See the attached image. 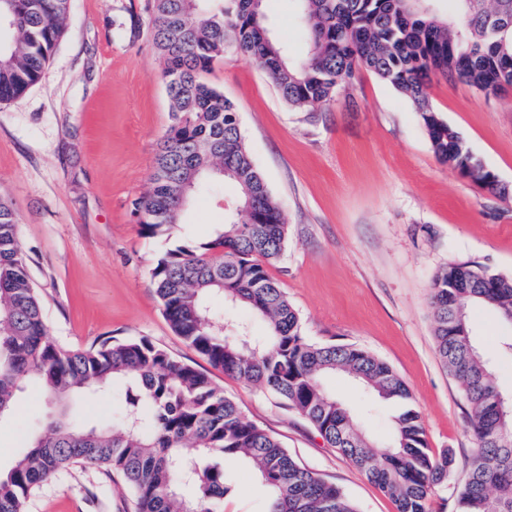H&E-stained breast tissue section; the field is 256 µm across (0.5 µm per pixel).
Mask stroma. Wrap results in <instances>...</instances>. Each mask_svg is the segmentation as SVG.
I'll return each mask as SVG.
<instances>
[{"label": "stroma", "instance_id": "35a3bbf8", "mask_svg": "<svg viewBox=\"0 0 512 512\" xmlns=\"http://www.w3.org/2000/svg\"><path fill=\"white\" fill-rule=\"evenodd\" d=\"M147 0H70L64 33L39 82L0 103V196L18 237L54 340L68 348L148 339L196 364L246 418L277 436L300 462L336 484L358 512L395 503L302 417L269 392L225 374L169 327L150 285L155 258L210 240L235 213L231 184L202 192L179 234L144 235L132 213L148 193L158 142L169 126L162 59L149 32ZM266 24L291 57L306 53L295 0H265ZM237 107L247 145L288 225L269 268L313 343H351L390 364L410 390L432 453L452 465L428 512H457L475 442L460 385L440 363L430 283L451 262L512 276V89L487 95L433 77L432 107L507 189L499 196L435 157L413 104L369 71L325 110H294L247 56L227 53L210 76ZM476 342L493 353L491 378L512 393L508 330L488 309L469 310ZM357 413L377 446L392 437L388 402L366 406L346 378L326 383ZM51 405L28 387L0 419V471ZM224 512H268L251 468L231 465ZM24 512H135L119 475L77 468L39 489Z\"/></svg>", "mask_w": 512, "mask_h": 512}]
</instances>
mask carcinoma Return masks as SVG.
Wrapping results in <instances>:
<instances>
[{"label":"carcinoma","mask_w":512,"mask_h":512,"mask_svg":"<svg viewBox=\"0 0 512 512\" xmlns=\"http://www.w3.org/2000/svg\"><path fill=\"white\" fill-rule=\"evenodd\" d=\"M252 0H151L150 32L163 58L170 124L158 143L152 187L133 204L147 236L179 230L193 194L220 180L238 191V209L204 242L157 258L151 284L172 329L212 366L276 395L330 448L350 459L397 512H426L448 478V454L428 449L410 392L385 361L354 345L310 343L301 318L268 273L288 225L245 141L237 109L209 80L229 51L250 56L289 106L328 104L367 70L408 98L444 164L488 189L495 174L434 110L427 94L440 74L487 93L512 88V0H457L459 19L429 0H296L307 43L301 58L265 25ZM69 0H0V102L35 85L64 30ZM12 205L0 198V418L29 381L58 400L54 419L0 476V512H23L46 482L74 466L121 475L136 512H224L227 461L254 465L270 489L269 512H357L338 486L299 463L279 439L245 418L209 375L146 339L66 349L50 337L32 286ZM440 362L460 384L477 450L458 493V512H512V415L500 417L490 355L473 338L467 308L496 311L512 327V276L450 263L430 285ZM249 308L248 326L215 302ZM342 373L392 402L393 439L379 448L348 407L326 391ZM119 388L117 418L80 421L84 398Z\"/></svg>","instance_id":"cac0c4a2"}]
</instances>
